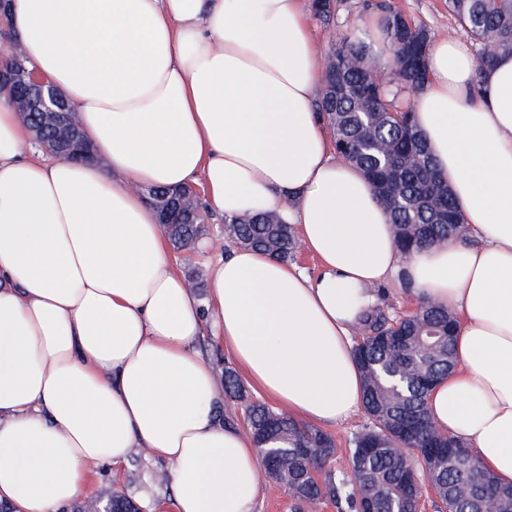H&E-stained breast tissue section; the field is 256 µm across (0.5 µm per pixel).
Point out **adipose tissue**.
Here are the masks:
<instances>
[{"label": "adipose tissue", "mask_w": 512, "mask_h": 512, "mask_svg": "<svg viewBox=\"0 0 512 512\" xmlns=\"http://www.w3.org/2000/svg\"><path fill=\"white\" fill-rule=\"evenodd\" d=\"M309 0H8L9 36L74 109L101 164L45 157L0 93V503L63 512L133 450L165 461L173 512H254L258 450L194 349L212 316L247 384L346 422L353 334L403 273L458 321L428 410L512 484V55L478 73L431 47L416 121L468 226L411 255L364 175L332 155ZM204 181L226 219L276 209L322 271L237 247L203 305L143 186Z\"/></svg>", "instance_id": "ef3b65f1"}]
</instances>
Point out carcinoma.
<instances>
[{"label":"carcinoma","mask_w":512,"mask_h":512,"mask_svg":"<svg viewBox=\"0 0 512 512\" xmlns=\"http://www.w3.org/2000/svg\"><path fill=\"white\" fill-rule=\"evenodd\" d=\"M338 0H311L320 22H335ZM448 10L473 41L478 71L490 68L498 54L512 53V0H448ZM387 65L376 78L368 66L370 44L341 33L327 55L326 85L315 104L327 123L336 154L370 181L395 229L405 255L418 247L439 245L465 229L462 211L439 174L430 148L415 122L412 104H401L402 91L415 94L428 81L429 31L389 11L381 20ZM44 136L55 126L42 112L27 114ZM153 198L181 207L182 223L169 232L173 248L195 250L208 238L203 203L185 206L187 187L153 188ZM230 241L293 261L299 239L294 228L274 211L224 220ZM355 355L363 372L365 422L350 439L349 471H325L335 454L333 437L288 416L283 410L248 400L235 371L224 367V395L242 407L263 456L268 478L283 486L297 508L332 500L338 512H359L363 499L352 488L366 486L376 512H411L419 495L410 477L431 482L435 512H481L484 502L512 512V485H502L452 436L436 429L427 397L454 367V317L448 308L424 303L412 314L391 319L372 310L362 326ZM415 448L411 460L399 452Z\"/></svg>","instance_id":"carcinoma-1"}]
</instances>
